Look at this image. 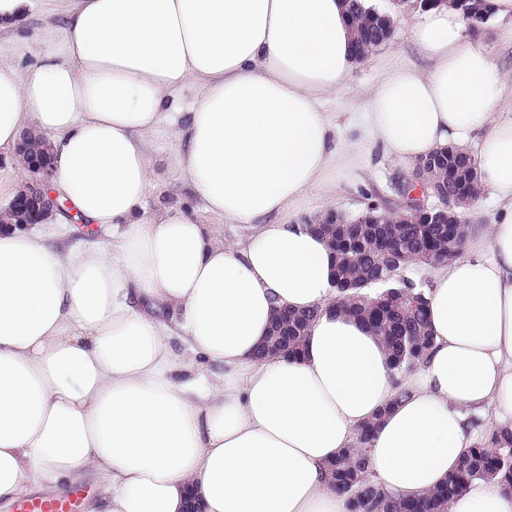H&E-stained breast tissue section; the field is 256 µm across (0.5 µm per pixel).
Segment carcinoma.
<instances>
[{
    "instance_id": "cac0c4a2",
    "label": "carcinoma",
    "mask_w": 512,
    "mask_h": 512,
    "mask_svg": "<svg viewBox=\"0 0 512 512\" xmlns=\"http://www.w3.org/2000/svg\"><path fill=\"white\" fill-rule=\"evenodd\" d=\"M347 2L354 32V59L359 61L391 40L390 17L377 14L363 0ZM454 2L465 20L481 25L488 21L486 0ZM424 176L427 182L433 180L452 190L461 188L462 203L475 202L482 194L474 159L467 152L450 149L435 155V164ZM396 218L401 220L403 215ZM396 218L379 205L370 204L353 218L340 214L336 223L328 227L318 224L313 230L327 238L334 257L333 275L347 284L339 291L337 307L367 323L384 345L394 368L410 370L422 361L433 336L425 292L408 288L410 280L400 276L411 266L403 253L425 249L440 259H453L463 253L469 234L453 225L427 224L420 229L414 224L392 223ZM387 252L401 257L400 264L390 266ZM316 315L314 309L288 313L287 323L270 333L258 356L301 354L309 324ZM373 432L372 423L360 427L355 447L344 450L330 464L332 486L336 493L348 497L352 512H448L459 490L476 480L493 477L512 490V438L496 435L493 448L482 443L469 448L459 468L437 489L417 497L387 493L369 478L365 449Z\"/></svg>"
}]
</instances>
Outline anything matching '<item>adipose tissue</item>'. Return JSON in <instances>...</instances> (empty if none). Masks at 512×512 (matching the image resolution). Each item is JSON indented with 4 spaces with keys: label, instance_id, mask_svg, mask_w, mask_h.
<instances>
[{
    "label": "adipose tissue",
    "instance_id": "1",
    "mask_svg": "<svg viewBox=\"0 0 512 512\" xmlns=\"http://www.w3.org/2000/svg\"><path fill=\"white\" fill-rule=\"evenodd\" d=\"M61 9L63 35L34 64L0 63V153L43 135L54 194L112 244L60 253L0 226V503L93 470L90 512H350L328 464L365 423L371 479L408 497L457 469L475 419L512 434V115L453 0L412 30L426 67L389 69L350 116L408 165L479 138L497 202L466 256L433 270L434 343L403 376L337 311L327 241L281 220L336 155L323 101L354 61L344 0ZM187 90L193 106L170 123ZM161 133L172 152H157ZM161 168L248 235L147 208ZM313 308L300 357L256 358L277 310ZM448 512H512V492L478 481Z\"/></svg>",
    "mask_w": 512,
    "mask_h": 512
}]
</instances>
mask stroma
I'll return each mask as SVG.
<instances>
[{
	"label": "stroma",
	"instance_id": "1",
	"mask_svg": "<svg viewBox=\"0 0 512 512\" xmlns=\"http://www.w3.org/2000/svg\"><path fill=\"white\" fill-rule=\"evenodd\" d=\"M55 6V0H33L32 12L21 30H1L0 59L20 70L32 63L46 47L43 29L48 11ZM374 7L393 16L395 35L372 56L353 66L347 84L326 101L325 111H363L367 92L384 69L421 62L411 42V31L422 14L419 0H376ZM406 171V165L389 156L380 143L359 142L353 153L338 155L326 173L324 188L299 202L291 217L307 218L311 211L323 205L329 189L336 196L337 210L350 216L362 213L371 202L391 211L398 210L402 201L398 181ZM148 205L153 209L178 207L205 223L214 221L213 216L204 214L188 181L179 177L166 178L162 192L151 197ZM39 230L50 244L66 250L98 247L108 240L103 231L88 227L70 215L63 223L43 224Z\"/></svg>",
	"mask_w": 512,
	"mask_h": 512
}]
</instances>
